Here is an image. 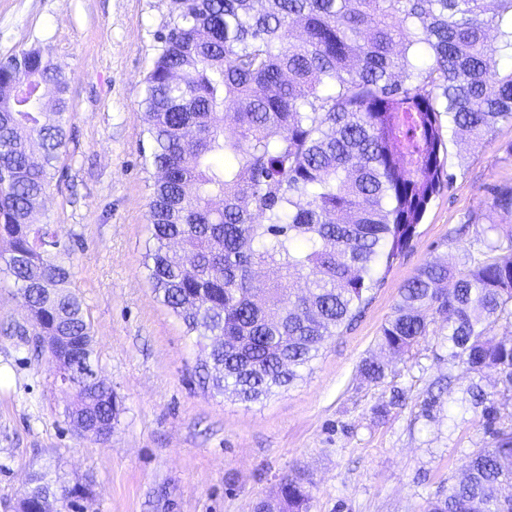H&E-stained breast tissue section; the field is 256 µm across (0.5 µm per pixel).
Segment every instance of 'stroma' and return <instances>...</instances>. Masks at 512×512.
Masks as SVG:
<instances>
[{"label": "stroma", "instance_id": "stroma-1", "mask_svg": "<svg viewBox=\"0 0 512 512\" xmlns=\"http://www.w3.org/2000/svg\"><path fill=\"white\" fill-rule=\"evenodd\" d=\"M174 13V0H0V59L42 47L68 77L69 141L45 215L74 246L73 287L99 372L122 404L107 441L75 434L64 415L70 398L0 272V512L36 472L84 490L81 512H252L286 476L307 483L311 512H424L491 441L467 388L480 384L505 421L512 392L449 365L443 336L404 356L381 350L378 338L400 287L426 261L463 260L488 222L512 225V216L489 213L494 193L512 188V123L478 146L449 143L452 184L362 315L329 339L302 380L248 406L202 385L199 350L144 274L152 180L142 168L143 79ZM372 356L388 363L378 385L358 372ZM445 378L447 394L424 408ZM396 388L405 402L377 417Z\"/></svg>", "mask_w": 512, "mask_h": 512}]
</instances>
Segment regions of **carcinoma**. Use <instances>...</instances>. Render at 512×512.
Listing matches in <instances>:
<instances>
[{"instance_id": "cac0c4a2", "label": "carcinoma", "mask_w": 512, "mask_h": 512, "mask_svg": "<svg viewBox=\"0 0 512 512\" xmlns=\"http://www.w3.org/2000/svg\"><path fill=\"white\" fill-rule=\"evenodd\" d=\"M144 79L151 174L145 278L207 354L204 380L260 403L302 379L336 330L417 235L444 182L448 134L479 142L512 121V0H175ZM68 80L44 49L0 59V242L33 335L68 337L96 363L91 323L72 289V249L43 214L66 151ZM490 210L512 215V191ZM482 251L438 255L400 288L382 345L410 351L436 332L448 362L512 390V228L490 224ZM303 280L301 292L282 283ZM388 365L367 358L364 380ZM492 445L470 453L427 512H512V427L478 385ZM111 387L73 394L65 416L114 420ZM56 483L36 474L33 512ZM298 477L265 512H310Z\"/></svg>"}]
</instances>
